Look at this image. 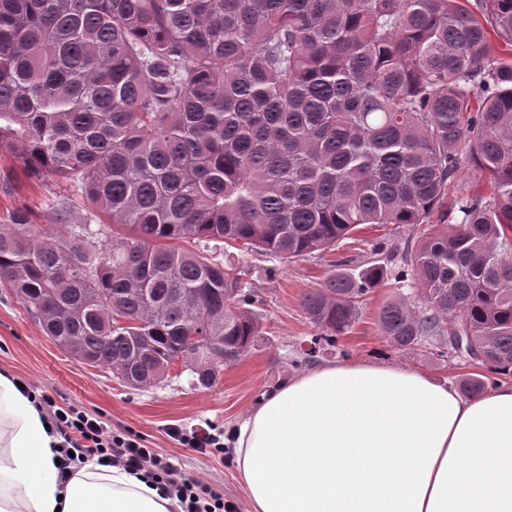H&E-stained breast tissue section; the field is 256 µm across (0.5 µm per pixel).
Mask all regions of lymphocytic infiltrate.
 Segmentation results:
<instances>
[{
    "instance_id": "lymphocytic-infiltrate-1",
    "label": "lymphocytic infiltrate",
    "mask_w": 512,
    "mask_h": 512,
    "mask_svg": "<svg viewBox=\"0 0 512 512\" xmlns=\"http://www.w3.org/2000/svg\"><path fill=\"white\" fill-rule=\"evenodd\" d=\"M40 402L64 439L59 450L61 482H68L78 468L94 459L154 483L164 496L177 501L180 512H235L216 487L186 475L172 457L148 447L140 435L112 429L100 416L77 407L56 406L46 395Z\"/></svg>"
}]
</instances>
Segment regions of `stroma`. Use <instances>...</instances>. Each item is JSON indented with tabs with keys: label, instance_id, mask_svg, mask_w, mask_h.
Masks as SVG:
<instances>
[{
	"label": "stroma",
	"instance_id": "1",
	"mask_svg": "<svg viewBox=\"0 0 512 512\" xmlns=\"http://www.w3.org/2000/svg\"><path fill=\"white\" fill-rule=\"evenodd\" d=\"M52 196V189L34 186L20 174L11 185L0 186V213L26 206L41 217ZM422 230L419 224H365L335 249L288 265L261 252L245 256L234 247H224L221 262L240 264L242 280L259 300L262 320L249 352L225 367L210 389L191 388L188 373L177 366L157 385L129 388L111 370L90 367L56 345L43 334L25 304L5 288H0V370H10L36 393L50 396L57 406L82 408L102 416L114 428L139 434L150 447L174 457L184 472L217 486L225 500L234 504L235 512H249L232 446H225L223 458L206 457L169 438L168 425L192 429L209 423L232 435L263 394L294 376L332 363L377 360L427 373L440 382L457 383L483 373L480 362L464 357L439 360L433 345L405 352L380 335V308L398 295H411L408 287L375 289L337 346L315 342L321 330L305 314L303 295L319 287L336 264H347L356 273L375 260L386 270H395ZM381 237L387 240L388 249L377 256L372 244Z\"/></svg>",
	"mask_w": 512,
	"mask_h": 512
}]
</instances>
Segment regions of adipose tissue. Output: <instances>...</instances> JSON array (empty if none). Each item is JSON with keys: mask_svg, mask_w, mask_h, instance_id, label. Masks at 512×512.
Here are the masks:
<instances>
[{"mask_svg": "<svg viewBox=\"0 0 512 512\" xmlns=\"http://www.w3.org/2000/svg\"><path fill=\"white\" fill-rule=\"evenodd\" d=\"M46 421L0 372V512H169L120 467L91 461L61 484ZM235 437L250 512H512V384L466 398L408 368L329 364L265 397Z\"/></svg>", "mask_w": 512, "mask_h": 512, "instance_id": "obj_1", "label": "adipose tissue"}]
</instances>
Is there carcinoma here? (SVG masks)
<instances>
[{"label":"carcinoma","instance_id":"obj_1","mask_svg":"<svg viewBox=\"0 0 512 512\" xmlns=\"http://www.w3.org/2000/svg\"><path fill=\"white\" fill-rule=\"evenodd\" d=\"M4 145L68 232L0 214V288L130 388L178 361L210 389L259 335L256 295L201 248L288 264L363 224L434 231L390 275L308 291L320 339L416 288L379 311L391 344L448 338L438 356L490 373L471 395L512 375V0H0ZM466 159L486 188L458 183Z\"/></svg>","mask_w":512,"mask_h":512}]
</instances>
